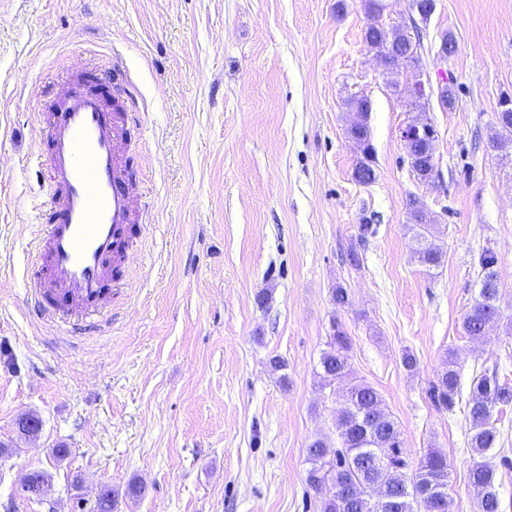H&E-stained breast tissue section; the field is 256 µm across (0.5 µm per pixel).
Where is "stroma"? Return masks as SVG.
Segmentation results:
<instances>
[{"label":"stroma","instance_id":"stroma-1","mask_svg":"<svg viewBox=\"0 0 512 512\" xmlns=\"http://www.w3.org/2000/svg\"><path fill=\"white\" fill-rule=\"evenodd\" d=\"M365 4L0 0V512H78L106 487L114 512H307V448L335 439L344 400V385L319 375L336 325L410 460L442 451L449 512H476L470 384L493 369L512 383V145L493 143L512 99V0H435L420 68L433 88L452 87L450 110L434 92L408 95L409 65L383 67L364 39ZM446 32L457 48L440 63ZM78 61L125 73L129 164L150 222L110 311L74 333L38 319L27 270L48 204L36 115ZM360 95L369 185L353 177L360 152L347 136ZM414 120L437 131L427 182L399 138ZM414 204L436 224L442 264L430 273L412 257ZM488 248L503 317L473 340L462 321ZM450 351L461 393L448 411L429 388ZM28 415L38 435L18 431ZM493 417L486 459L512 512V404ZM33 470L51 475L44 494L18 495ZM133 481L145 488L135 500Z\"/></svg>","mask_w":512,"mask_h":512}]
</instances>
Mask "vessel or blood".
<instances>
[{
  "instance_id": "obj_1",
  "label": "vessel or blood",
  "mask_w": 512,
  "mask_h": 512,
  "mask_svg": "<svg viewBox=\"0 0 512 512\" xmlns=\"http://www.w3.org/2000/svg\"><path fill=\"white\" fill-rule=\"evenodd\" d=\"M119 81L84 67L55 111L38 116L51 208L33 239L31 296L36 311L59 324H75L105 305L124 277L136 225L149 221L124 157L130 130Z\"/></svg>"
}]
</instances>
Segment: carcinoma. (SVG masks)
Masks as SVG:
<instances>
[{
	"mask_svg": "<svg viewBox=\"0 0 512 512\" xmlns=\"http://www.w3.org/2000/svg\"><path fill=\"white\" fill-rule=\"evenodd\" d=\"M373 18L365 31L368 47L386 55L396 47L408 52L420 44V38L397 27L385 30ZM347 135L360 145L361 157L356 168L373 171V148L367 120L352 125ZM411 164L421 168L434 157L435 142L423 147L408 146ZM418 247L416 261L427 269L440 265L441 256L427 247L433 225L423 212H413ZM497 256L484 250L479 257L481 268L478 297L463 318L466 335H484L487 324L500 315V288ZM349 337L340 329L334 331L328 349L322 352L320 367L328 383L346 382V399L339 411L336 433L339 446L332 448L323 438L313 440L307 450L310 464L306 481L318 497V512H448V459L435 450L425 453L410 465L397 422L386 412L377 390L363 380H351ZM459 374L453 353H448L436 381L431 398L440 408L452 409L458 394ZM512 401V388L499 383L497 373L475 377L471 383L469 416L470 448L483 455L494 447L499 431L492 421L494 408ZM469 482L477 491V512H500L496 489V470L487 461L474 462Z\"/></svg>",
	"mask_w": 512,
	"mask_h": 512,
	"instance_id": "cac0c4a2",
	"label": "carcinoma"
}]
</instances>
